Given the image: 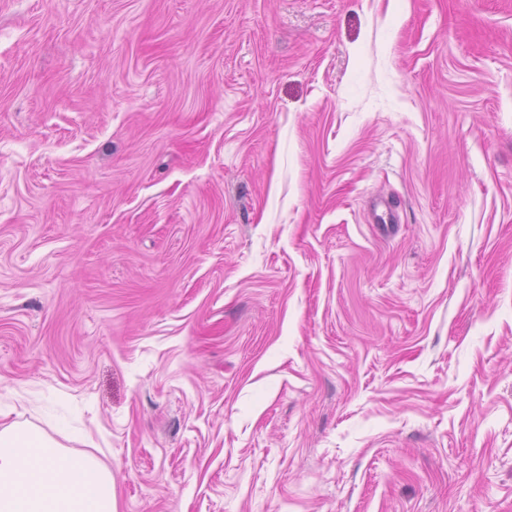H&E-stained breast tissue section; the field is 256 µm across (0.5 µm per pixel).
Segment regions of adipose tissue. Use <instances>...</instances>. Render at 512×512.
I'll list each match as a JSON object with an SVG mask.
<instances>
[{
	"label": "adipose tissue",
	"instance_id": "ef3b65f1",
	"mask_svg": "<svg viewBox=\"0 0 512 512\" xmlns=\"http://www.w3.org/2000/svg\"><path fill=\"white\" fill-rule=\"evenodd\" d=\"M48 428L5 422L0 411V512H115L112 473L94 456H68L53 433L63 401L45 407Z\"/></svg>",
	"mask_w": 512,
	"mask_h": 512
}]
</instances>
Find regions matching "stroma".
<instances>
[{"label": "stroma", "instance_id": "1", "mask_svg": "<svg viewBox=\"0 0 512 512\" xmlns=\"http://www.w3.org/2000/svg\"><path fill=\"white\" fill-rule=\"evenodd\" d=\"M117 512H512V0H0V410Z\"/></svg>", "mask_w": 512, "mask_h": 512}]
</instances>
